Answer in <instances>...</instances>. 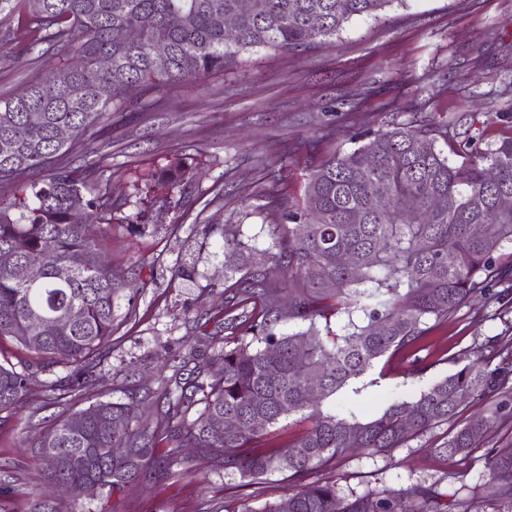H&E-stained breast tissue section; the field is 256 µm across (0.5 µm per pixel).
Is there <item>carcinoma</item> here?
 I'll return each instance as SVG.
<instances>
[{
    "mask_svg": "<svg viewBox=\"0 0 512 512\" xmlns=\"http://www.w3.org/2000/svg\"><path fill=\"white\" fill-rule=\"evenodd\" d=\"M24 2L38 43L70 50L54 72L0 99V253L35 271V279L24 280L0 265V341L20 350L23 366L71 368L49 386L51 403L64 405L88 387L91 361L114 332V298L124 285L112 279L105 259L114 224L106 155L93 166L62 158L136 89L222 71L257 47L288 51L322 43L356 16L379 18L395 0H254L247 14L238 13L239 0ZM229 15L238 18L232 39L224 34ZM159 44L168 48L162 64L154 56ZM103 55L112 58L108 71L97 66ZM62 126L72 129L64 142L57 138ZM440 138H448L447 126L415 120L378 131L352 151L321 152L302 201L284 206L261 263L232 269L240 277L215 316L232 342L204 332L171 374H160L156 389L95 401L33 431L31 452L58 458L47 481L60 494L93 496L140 475L183 470L189 463L183 449L194 448L222 459L245 487L272 472L302 482L265 512H468L482 493L512 495V445L495 452L482 488L460 486L449 505L431 487L417 488L403 505L383 491L345 496L329 481L305 482L351 450L401 448L453 419L469 400L493 393L497 410L450 433L439 448L466 456L512 404L506 376L480 354L412 399H393L378 416L321 408L381 358L403 357L471 299L490 298L492 288L512 290V262L500 261L512 248V205L499 203L504 194L512 197V138L483 151L473 136L459 164L438 149ZM420 141L426 148L418 152ZM190 169L180 160L143 169L135 181L167 197ZM379 195L388 207L375 205ZM441 196L455 205L435 207ZM76 208L86 214L81 224L71 221ZM475 224L483 225L481 233H473ZM224 248L252 250L228 230ZM73 255L81 264L62 280L59 269ZM343 255L352 268L340 265ZM317 268L321 279L312 275ZM74 311L79 318H71ZM285 320L306 328L283 333ZM16 364L0 362V412L28 395ZM312 380L323 389L314 402L307 398ZM295 414L309 428L285 450L264 448L269 429ZM228 418L239 428L215 427ZM164 439L171 449L158 459L155 448ZM108 448L128 452L116 457Z\"/></svg>",
    "mask_w": 512,
    "mask_h": 512,
    "instance_id": "carcinoma-1",
    "label": "carcinoma"
}]
</instances>
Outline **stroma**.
<instances>
[{"instance_id": "stroma-1", "label": "stroma", "mask_w": 512, "mask_h": 512, "mask_svg": "<svg viewBox=\"0 0 512 512\" xmlns=\"http://www.w3.org/2000/svg\"><path fill=\"white\" fill-rule=\"evenodd\" d=\"M17 16L0 22V98L21 93L31 79L56 70L68 49L35 45L12 54L22 41ZM415 119L450 120L449 138H478L480 149L512 138V0H406L379 19L352 18L333 40L311 48H254L237 63L192 84L145 89L132 102L110 109L85 138L73 161H97L107 152L113 212L108 256L112 277L137 276V294L115 301L117 331L90 401L120 400L155 385L158 358L175 360L224 300L227 268L244 264L226 251L225 228L249 240L256 252L271 248L279 214L264 189L277 176L289 202L303 196L312 163L305 145L350 151L358 134ZM200 162L203 174L185 194L157 198L134 180L136 171L182 158ZM189 276L174 277L177 266ZM494 336H512V291L475 298L450 314L387 375L371 370L325 400L324 410L357 406L367 415L394 398H411L460 368L466 350H480ZM67 367L28 371L29 397L0 414V512H34L47 493V470L21 442L33 426L48 425L61 409L48 404L47 387ZM488 396L463 406L439 425L389 454L346 455L332 469L313 473L343 493L384 490L399 496L417 485L453 493L459 484H483L498 448L512 444V411L480 438L468 457L438 449L450 430L495 407ZM300 488L287 474L272 473L241 487L221 462L196 458L191 472L134 479L110 493L57 497V512H263Z\"/></svg>"}]
</instances>
